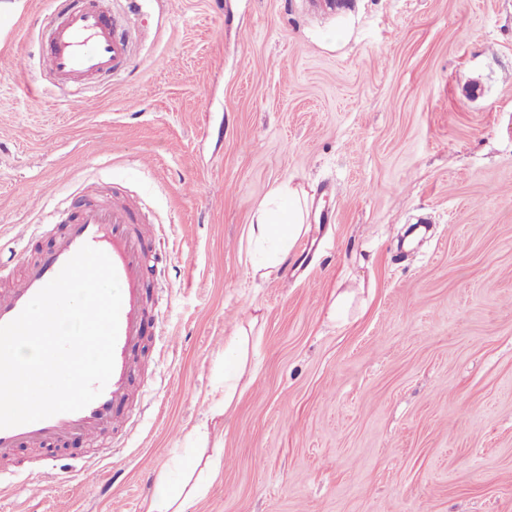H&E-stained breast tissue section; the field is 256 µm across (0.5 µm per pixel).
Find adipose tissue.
Here are the masks:
<instances>
[{
  "label": "adipose tissue",
  "mask_w": 512,
  "mask_h": 512,
  "mask_svg": "<svg viewBox=\"0 0 512 512\" xmlns=\"http://www.w3.org/2000/svg\"><path fill=\"white\" fill-rule=\"evenodd\" d=\"M275 194L281 199V206H260L247 232L250 250L260 257L259 262L252 264L251 273L262 279L278 272L304 232L305 207L301 193L292 186L282 185L276 188ZM248 342L247 331L241 326L224 343V387L212 399V415L227 413L237 397L247 367ZM219 469L220 461L215 458L207 464L205 479L164 485L150 498L146 512H186L188 503L203 491L206 480L216 478Z\"/></svg>",
  "instance_id": "adipose-tissue-1"
}]
</instances>
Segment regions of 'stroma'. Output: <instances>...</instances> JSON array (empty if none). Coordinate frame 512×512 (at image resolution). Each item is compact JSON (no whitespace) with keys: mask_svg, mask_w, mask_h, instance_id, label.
<instances>
[{"mask_svg":"<svg viewBox=\"0 0 512 512\" xmlns=\"http://www.w3.org/2000/svg\"><path fill=\"white\" fill-rule=\"evenodd\" d=\"M50 2L0 0V248L45 247L74 185L136 199L181 343L148 342L97 475L19 476L0 512H143L212 455L203 422L221 473L187 512H512V0H144L136 61L90 108L38 71ZM287 181L308 229L259 279L247 228ZM251 316L241 395L211 416Z\"/></svg>","mask_w":512,"mask_h":512,"instance_id":"35a3bbf8","label":"stroma"}]
</instances>
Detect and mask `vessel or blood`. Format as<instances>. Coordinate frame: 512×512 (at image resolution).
Wrapping results in <instances>:
<instances>
[{"label":"vessel or blood","instance_id":"obj_1","mask_svg":"<svg viewBox=\"0 0 512 512\" xmlns=\"http://www.w3.org/2000/svg\"><path fill=\"white\" fill-rule=\"evenodd\" d=\"M141 0H125L124 9L110 11L104 0H53L46 24L39 30V69L58 88L107 83L125 73L136 52ZM63 213V227L36 258L10 251L0 259V271L20 266V276L0 289V325L14 320L28 302L79 251L89 245L112 261L121 290L118 337L113 373L101 395L75 412L0 428V460H13L29 448L45 450L38 473L69 480L58 469L55 452L78 440L90 452L84 463L95 467L112 456V435L131 424L130 410L143 399L147 383L140 377L139 355L147 335H161V323L147 306L151 278L160 273L155 238L145 236L135 201L104 196L87 197L84 188L73 192Z\"/></svg>","mask_w":512,"mask_h":512}]
</instances>
